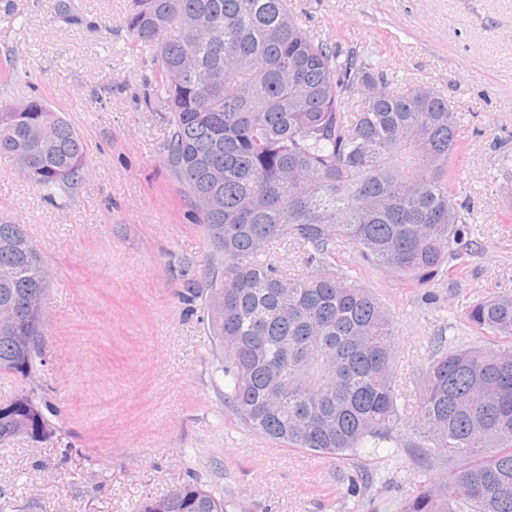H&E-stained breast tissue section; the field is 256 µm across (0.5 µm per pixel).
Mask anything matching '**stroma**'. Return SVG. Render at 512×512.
I'll use <instances>...</instances> for the list:
<instances>
[{"instance_id":"obj_1","label":"stroma","mask_w":512,"mask_h":512,"mask_svg":"<svg viewBox=\"0 0 512 512\" xmlns=\"http://www.w3.org/2000/svg\"><path fill=\"white\" fill-rule=\"evenodd\" d=\"M0 0V60L13 57L80 132L88 169L47 199L0 157V222L23 225L51 272L39 393L51 435L0 444V512H137L197 480L227 512H402L420 465L396 441L322 458L254 435L224 405L205 334L208 242L164 163L165 115L147 105L150 47H132L133 0ZM302 29L359 48L395 83L430 87L464 125L453 166L471 207L473 247L436 300L383 270L361 280L398 328L405 416L434 345L478 344L464 303L512 294V0H288Z\"/></svg>"}]
</instances>
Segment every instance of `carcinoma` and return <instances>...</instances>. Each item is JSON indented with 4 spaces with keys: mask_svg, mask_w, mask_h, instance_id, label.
I'll list each match as a JSON object with an SVG mask.
<instances>
[{
    "mask_svg": "<svg viewBox=\"0 0 512 512\" xmlns=\"http://www.w3.org/2000/svg\"><path fill=\"white\" fill-rule=\"evenodd\" d=\"M54 10L81 22L71 0ZM126 27L134 46H157L148 97L166 112L165 164L209 243L206 336L224 404L254 434L325 457L403 424L424 470L403 512H512V294L463 306L494 341L438 346L405 422L394 317L339 259L352 244L364 266L416 288L464 270L460 114L312 39L288 0H134ZM0 154L50 196L86 171L81 134L36 96L0 109ZM281 242L307 275L271 255ZM50 278L23 225L0 222V374L25 383L0 406V443L51 432L35 396ZM439 460L444 474L433 473ZM138 512H226V502L186 483Z\"/></svg>",
    "mask_w": 512,
    "mask_h": 512,
    "instance_id": "obj_1",
    "label": "carcinoma"
}]
</instances>
